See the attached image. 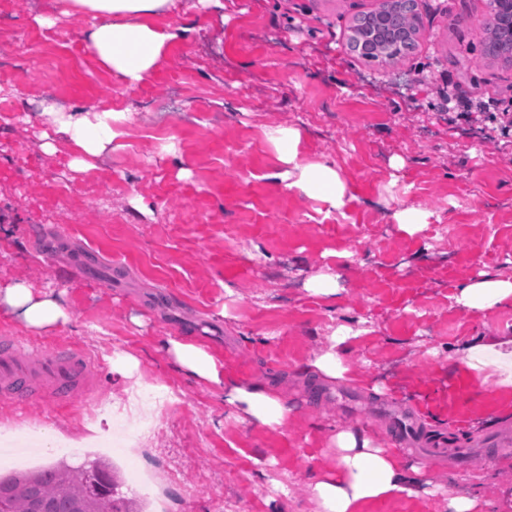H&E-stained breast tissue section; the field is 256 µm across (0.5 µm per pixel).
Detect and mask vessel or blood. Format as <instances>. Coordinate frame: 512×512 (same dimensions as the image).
<instances>
[{"label":"vessel or blood","instance_id":"1","mask_svg":"<svg viewBox=\"0 0 512 512\" xmlns=\"http://www.w3.org/2000/svg\"><path fill=\"white\" fill-rule=\"evenodd\" d=\"M86 360L68 346L47 350H26L14 337H0V400L14 405L43 393L58 404H68L74 391H90L85 375ZM396 442L423 461L435 464L445 459L448 444L423 424L417 414H409L393 424Z\"/></svg>","mask_w":512,"mask_h":512}]
</instances>
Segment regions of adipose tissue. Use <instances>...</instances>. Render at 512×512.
I'll return each instance as SVG.
<instances>
[{
    "instance_id": "adipose-tissue-1",
    "label": "adipose tissue",
    "mask_w": 512,
    "mask_h": 512,
    "mask_svg": "<svg viewBox=\"0 0 512 512\" xmlns=\"http://www.w3.org/2000/svg\"><path fill=\"white\" fill-rule=\"evenodd\" d=\"M64 8L82 13L88 20L82 35L90 52L113 76L126 84L145 81L161 64L168 43L184 37L185 28L161 27L157 18L170 12L173 0H61ZM46 121L65 136L74 150L72 164L90 169L94 158L123 137L124 112L109 108L63 110L48 106ZM276 147L281 166L270 173L276 184L294 188L331 207L345 204L346 185L328 162L306 163L300 157L303 134L296 127H274L267 132ZM457 303L465 309L489 311L512 303V279L484 275L458 290ZM0 307L16 313L30 329L43 330L67 323V310L55 299L35 294L32 287L15 283L0 289ZM347 326L335 328L330 347L311 363L319 375L345 378L348 368L341 350L352 338ZM167 351L188 375L223 387L224 399L239 414L268 426L282 425L289 408L274 390L262 384L243 385L224 374V366L203 345L189 340L167 339ZM337 464L316 475L311 491L321 512H359L362 504L413 491L414 477L400 458L374 437L359 430L336 434Z\"/></svg>"
}]
</instances>
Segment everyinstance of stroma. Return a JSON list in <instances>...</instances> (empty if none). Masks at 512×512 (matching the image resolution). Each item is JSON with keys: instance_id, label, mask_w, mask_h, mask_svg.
<instances>
[{"instance_id": "obj_1", "label": "stroma", "mask_w": 512, "mask_h": 512, "mask_svg": "<svg viewBox=\"0 0 512 512\" xmlns=\"http://www.w3.org/2000/svg\"><path fill=\"white\" fill-rule=\"evenodd\" d=\"M379 2L174 0L169 23L192 36L127 85L86 50L81 13L0 0V285L51 293L71 315L37 333L1 308L0 334L79 346L96 382L66 407L47 395L23 410L0 402V420L48 440L46 465H81L57 441L80 443L99 403L159 389L171 400L133 413L154 426L136 452L172 488L195 489L190 512H320L309 485L335 467L337 432L390 444L377 409L413 411L459 437L512 427V384L454 354L512 336V305L471 312L454 299L479 274L512 276V63L483 56L489 0H418L406 64L366 62L349 50L347 25ZM40 14L56 26L40 28ZM49 105L126 111L133 149L73 169L63 137L42 148ZM276 126L301 129L303 161L335 165L343 208L271 183L279 161L265 131ZM408 207L429 215L411 235L392 218ZM325 273L340 276L337 304L306 288ZM339 324L354 331L349 375L328 380L309 364ZM170 337L203 344L240 383L272 386L290 407L286 425L238 418L223 388L174 365ZM117 353L136 358L132 377L113 372ZM458 488L512 512V453L424 468L416 494L360 512H448L445 494Z\"/></svg>"}]
</instances>
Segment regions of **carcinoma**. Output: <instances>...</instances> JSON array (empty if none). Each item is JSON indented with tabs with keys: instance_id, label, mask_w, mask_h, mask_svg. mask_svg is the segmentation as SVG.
<instances>
[{
	"instance_id": "obj_1",
	"label": "carcinoma",
	"mask_w": 512,
	"mask_h": 512,
	"mask_svg": "<svg viewBox=\"0 0 512 512\" xmlns=\"http://www.w3.org/2000/svg\"><path fill=\"white\" fill-rule=\"evenodd\" d=\"M416 0H382L354 18L348 38L351 51L368 61L401 63L417 48ZM486 59L512 61V32L480 31ZM97 476L65 463L36 472L0 476V512H141L122 492V482L105 465Z\"/></svg>"
}]
</instances>
